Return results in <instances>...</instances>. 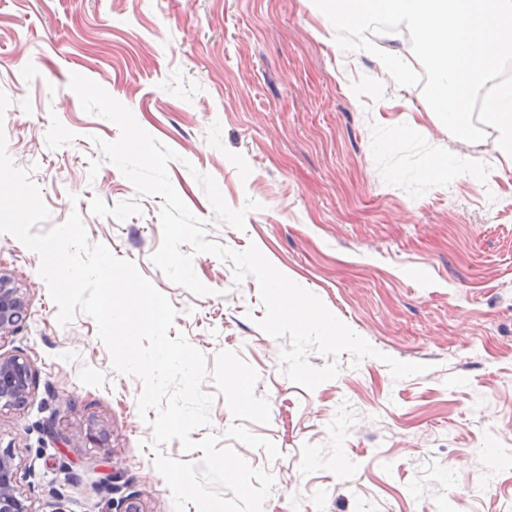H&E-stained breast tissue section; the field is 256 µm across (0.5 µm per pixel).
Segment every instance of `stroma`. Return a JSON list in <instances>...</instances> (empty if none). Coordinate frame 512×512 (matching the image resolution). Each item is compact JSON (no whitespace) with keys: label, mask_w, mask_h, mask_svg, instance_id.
I'll use <instances>...</instances> for the list:
<instances>
[{"label":"stroma","mask_w":512,"mask_h":512,"mask_svg":"<svg viewBox=\"0 0 512 512\" xmlns=\"http://www.w3.org/2000/svg\"><path fill=\"white\" fill-rule=\"evenodd\" d=\"M74 73L178 153L170 179L208 239L256 245L378 357L309 350L312 366L339 373L305 390L282 371L288 339L256 324L254 278L235 284L232 262L199 253L209 294L171 283L151 261L163 199L137 196L110 163L90 174L93 137L120 130L83 110ZM0 91L6 151L31 168L51 224L79 212L91 241L165 294L207 365L230 350L257 370L271 421L248 428L278 457L225 438L233 418L209 379L211 425L191 437L219 434L272 475L263 512H512V165L492 136L454 137L422 85L399 86L374 55L343 51L313 0H0ZM435 156L455 164L446 180L425 174ZM198 171L231 208L259 202L245 230L216 220ZM95 197H135L142 212L99 217ZM39 264L0 234V276L26 302L0 354L33 371L26 404L0 411L20 490L35 512H115L128 494L143 512H174L139 414L141 380L114 370L89 316L58 323ZM387 355L430 369L397 381Z\"/></svg>","instance_id":"obj_1"}]
</instances>
